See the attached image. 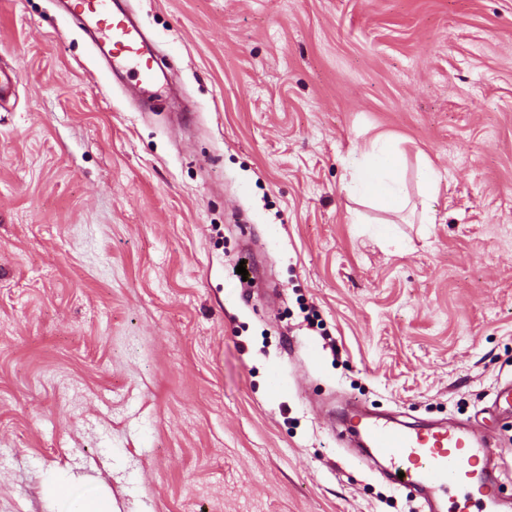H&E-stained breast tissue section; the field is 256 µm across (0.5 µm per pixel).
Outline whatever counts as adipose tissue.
I'll list each match as a JSON object with an SVG mask.
<instances>
[{"mask_svg": "<svg viewBox=\"0 0 512 512\" xmlns=\"http://www.w3.org/2000/svg\"><path fill=\"white\" fill-rule=\"evenodd\" d=\"M402 156L398 146L389 139L380 138L352 156L349 196L387 212L402 211L406 204L405 184L399 168Z\"/></svg>", "mask_w": 512, "mask_h": 512, "instance_id": "1", "label": "adipose tissue"}]
</instances>
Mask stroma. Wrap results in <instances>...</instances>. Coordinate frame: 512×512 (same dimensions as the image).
<instances>
[{
  "label": "stroma",
  "mask_w": 512,
  "mask_h": 512,
  "mask_svg": "<svg viewBox=\"0 0 512 512\" xmlns=\"http://www.w3.org/2000/svg\"><path fill=\"white\" fill-rule=\"evenodd\" d=\"M125 2L171 89L0 0V512H421L353 403L512 452V0ZM380 135L391 224L345 190ZM440 173L432 166V164L425 160L418 170V181L420 184L422 196H423V208H424V220L426 224L435 223V214L430 209L428 201L432 199L436 188L440 182ZM49 493L69 505L65 512H112V500L104 495L89 498H74L72 487L68 483L54 482L49 487Z\"/></svg>",
  "instance_id": "obj_1"
}]
</instances>
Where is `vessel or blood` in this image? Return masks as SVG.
Returning a JSON list of instances; mask_svg holds the SVG:
<instances>
[{
    "label": "vessel or blood",
    "mask_w": 512,
    "mask_h": 512,
    "mask_svg": "<svg viewBox=\"0 0 512 512\" xmlns=\"http://www.w3.org/2000/svg\"><path fill=\"white\" fill-rule=\"evenodd\" d=\"M74 18L90 23L106 47L110 65L152 82L154 61L143 51L144 36L112 0H68ZM362 442L360 454L382 463L386 477L423 497L428 512H512L500 488L512 481V467L477 427H417L386 418L350 423Z\"/></svg>",
    "instance_id": "b4317fda"
}]
</instances>
